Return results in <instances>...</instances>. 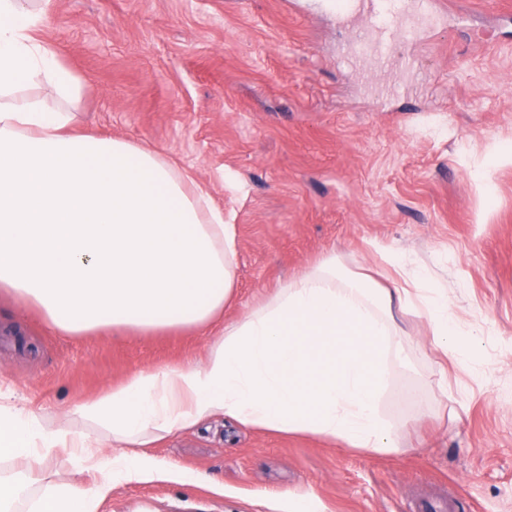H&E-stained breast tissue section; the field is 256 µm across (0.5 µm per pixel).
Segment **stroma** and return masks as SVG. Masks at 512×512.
Masks as SVG:
<instances>
[{
    "instance_id": "35a3bbf8",
    "label": "stroma",
    "mask_w": 512,
    "mask_h": 512,
    "mask_svg": "<svg viewBox=\"0 0 512 512\" xmlns=\"http://www.w3.org/2000/svg\"><path fill=\"white\" fill-rule=\"evenodd\" d=\"M395 61L347 54L366 12L327 0H53L42 38L79 79L76 132L157 151L207 190L238 247L242 316L335 255L385 268L398 250L477 335L443 365L405 316L390 388L415 389L398 446L362 452L216 415L159 442L202 475L126 483L106 512H512V0H408ZM191 332L66 336L0 291V387L48 423L135 370L203 360Z\"/></svg>"
}]
</instances>
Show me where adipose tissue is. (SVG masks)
Masks as SVG:
<instances>
[{"mask_svg":"<svg viewBox=\"0 0 512 512\" xmlns=\"http://www.w3.org/2000/svg\"><path fill=\"white\" fill-rule=\"evenodd\" d=\"M28 2L0 0V288L71 336L221 330L206 362L137 369L82 406L108 431L104 441L47 425L15 391H0V461L13 466L0 476V512L22 500L29 512H99L119 485L185 481L151 449L216 414L270 434L394 448L382 399L401 357L400 316L425 319L442 354L473 347L447 299L385 287L329 256L224 321L233 225L156 151L74 133L65 103L79 81L38 36L45 9ZM40 84L58 104L29 94ZM59 453L82 482L47 467Z\"/></svg>","mask_w":512,"mask_h":512,"instance_id":"ef3b65f1","label":"adipose tissue"}]
</instances>
